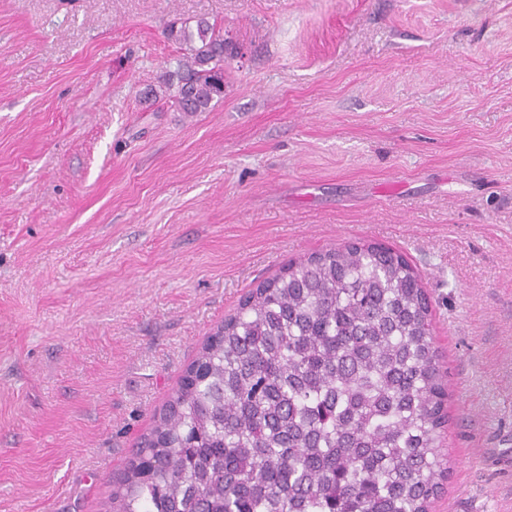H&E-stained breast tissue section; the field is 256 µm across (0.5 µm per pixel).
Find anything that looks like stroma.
Instances as JSON below:
<instances>
[{"label": "stroma", "instance_id": "1", "mask_svg": "<svg viewBox=\"0 0 512 512\" xmlns=\"http://www.w3.org/2000/svg\"><path fill=\"white\" fill-rule=\"evenodd\" d=\"M201 17L239 54L188 115ZM358 240L431 297L432 512H512V0H0V512H106L225 315ZM167 36L190 51L164 82L169 90L175 87V105L180 112L208 111L214 100L224 98V58L229 50L224 34L205 18H199L195 27L170 25Z\"/></svg>", "mask_w": 512, "mask_h": 512}]
</instances>
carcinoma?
<instances>
[{"instance_id": "carcinoma-1", "label": "carcinoma", "mask_w": 512, "mask_h": 512, "mask_svg": "<svg viewBox=\"0 0 512 512\" xmlns=\"http://www.w3.org/2000/svg\"><path fill=\"white\" fill-rule=\"evenodd\" d=\"M174 103L224 99L222 31L169 26ZM448 382L406 256L350 242L289 262L208 337L133 449L111 512H430Z\"/></svg>"}]
</instances>
